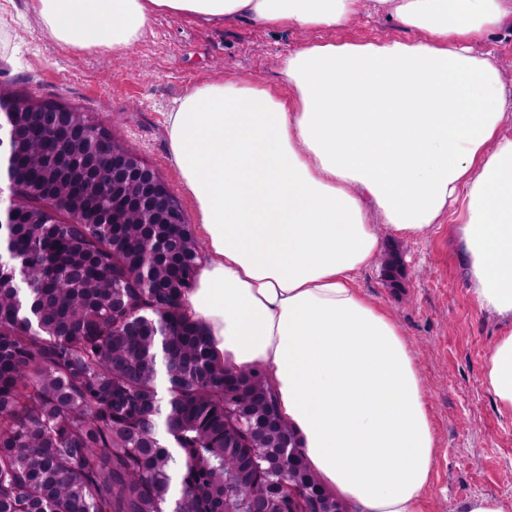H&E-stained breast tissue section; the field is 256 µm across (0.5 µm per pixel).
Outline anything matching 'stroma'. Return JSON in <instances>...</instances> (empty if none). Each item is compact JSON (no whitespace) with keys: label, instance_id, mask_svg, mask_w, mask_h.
Instances as JSON below:
<instances>
[{"label":"stroma","instance_id":"stroma-1","mask_svg":"<svg viewBox=\"0 0 512 512\" xmlns=\"http://www.w3.org/2000/svg\"><path fill=\"white\" fill-rule=\"evenodd\" d=\"M405 36L393 20L367 10L335 34L352 42ZM324 37L246 20L205 26L161 15L126 53L79 51L39 30L31 0H0V91L87 112L159 171L192 221L196 215L169 152L167 117L174 103L198 86L228 78L287 96L277 78L281 57ZM384 250L400 257L398 285L390 284L379 262L358 282L417 348L441 445L427 512H460L479 495L512 503V416L500 412L483 384L484 362L501 323L479 312L471 298L455 217L423 235L388 240Z\"/></svg>","mask_w":512,"mask_h":512}]
</instances>
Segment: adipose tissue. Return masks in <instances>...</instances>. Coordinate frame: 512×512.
<instances>
[{
	"mask_svg": "<svg viewBox=\"0 0 512 512\" xmlns=\"http://www.w3.org/2000/svg\"><path fill=\"white\" fill-rule=\"evenodd\" d=\"M366 7L412 40L306 43L278 67L289 97L225 80L169 112L206 243L181 308L222 365L264 371L334 496L426 512L440 443L417 356L357 276L384 233L418 236L456 212L473 301L504 325L484 385L512 414V95L493 51L471 48L512 24V0H33L59 44L115 52L161 14L336 31Z\"/></svg>",
	"mask_w": 512,
	"mask_h": 512,
	"instance_id": "adipose-tissue-1",
	"label": "adipose tissue"
}]
</instances>
